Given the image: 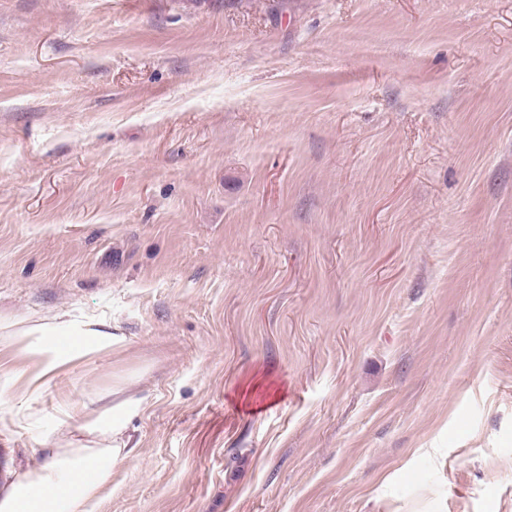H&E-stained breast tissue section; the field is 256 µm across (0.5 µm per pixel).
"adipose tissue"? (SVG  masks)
I'll list each match as a JSON object with an SVG mask.
<instances>
[{"label":"adipose tissue","mask_w":512,"mask_h":512,"mask_svg":"<svg viewBox=\"0 0 512 512\" xmlns=\"http://www.w3.org/2000/svg\"><path fill=\"white\" fill-rule=\"evenodd\" d=\"M124 335L102 329L100 323L67 319L60 315L21 324L9 335L16 355L29 360L15 374L24 403L0 410V427L20 426L30 415L27 406L38 401L46 387L70 366L103 352H120ZM144 405L130 384L113 387L112 401L99 409L59 395L54 408L59 424L76 429L81 441L58 444L49 461L13 482L0 512H96L112 490V471L131 454L127 434L131 420Z\"/></svg>","instance_id":"adipose-tissue-1"}]
</instances>
